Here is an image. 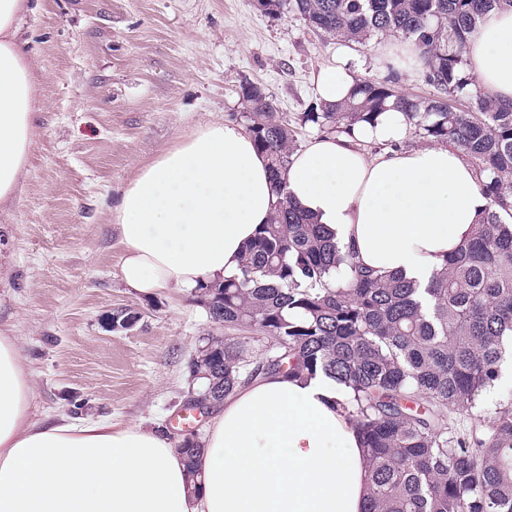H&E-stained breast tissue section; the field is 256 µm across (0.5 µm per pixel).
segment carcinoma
Masks as SVG:
<instances>
[{
    "label": "carcinoma",
    "mask_w": 512,
    "mask_h": 512,
    "mask_svg": "<svg viewBox=\"0 0 512 512\" xmlns=\"http://www.w3.org/2000/svg\"><path fill=\"white\" fill-rule=\"evenodd\" d=\"M257 2L329 39L412 40L439 96L410 98L387 80H359L350 100L314 104L301 124L351 135L392 101L421 138L466 152L491 209L426 284L374 275L283 195L299 128L260 88H242L249 111L240 118L280 198L246 245L240 272L194 289L224 323V336L202 343L200 394L219 405L259 377L321 371L348 389L342 407L369 452L365 512H512V393L478 428L463 432L451 420L473 415L512 361V105L478 90L464 57L471 30L512 0ZM457 96L465 109L448 103ZM188 439L178 450L193 472L201 445Z\"/></svg>",
    "instance_id": "1"
}]
</instances>
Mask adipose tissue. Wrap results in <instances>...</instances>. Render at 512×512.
<instances>
[{"mask_svg":"<svg viewBox=\"0 0 512 512\" xmlns=\"http://www.w3.org/2000/svg\"><path fill=\"white\" fill-rule=\"evenodd\" d=\"M29 0H0V202L12 200L38 127L32 59L19 46ZM467 68L481 92L512 101V10L472 32ZM356 84L344 61L322 67L318 101ZM410 131L388 108L353 136H315L291 157L283 189L363 269L419 284L440 270L490 200L452 145L396 149ZM384 145L366 157L363 143ZM277 202L267 159L241 124L218 118L137 169L113 223L130 288L191 290L236 273ZM319 373L241 386L209 418L200 483L169 436L111 419H33L35 386L18 337L0 334V512H364L367 451Z\"/></svg>","mask_w":512,"mask_h":512,"instance_id":"1","label":"adipose tissue"}]
</instances>
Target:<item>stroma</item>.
<instances>
[{
    "label": "stroma",
    "instance_id": "1",
    "mask_svg": "<svg viewBox=\"0 0 512 512\" xmlns=\"http://www.w3.org/2000/svg\"><path fill=\"white\" fill-rule=\"evenodd\" d=\"M41 107L16 199L0 207V332L20 339L41 418H112L173 430L190 360L219 333L192 295H146L120 276L112 215L136 169L260 87L297 122L311 78L344 54L356 78L436 96L422 70L381 62L384 36L327 41L255 0H33L23 32ZM128 308L140 319L113 331Z\"/></svg>",
    "mask_w": 512,
    "mask_h": 512
}]
</instances>
